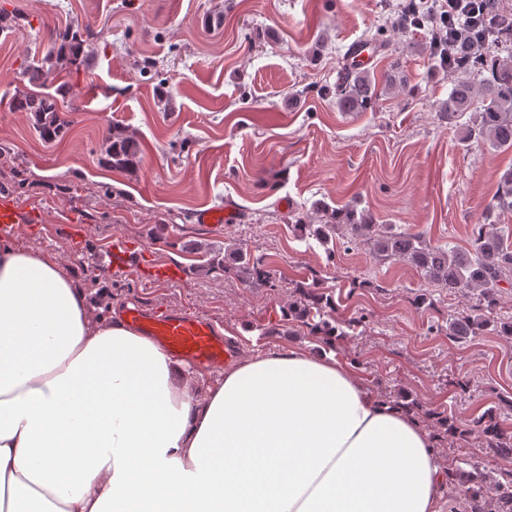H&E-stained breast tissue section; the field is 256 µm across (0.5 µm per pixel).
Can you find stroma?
<instances>
[{
  "label": "stroma",
  "instance_id": "35a3bbf8",
  "mask_svg": "<svg viewBox=\"0 0 512 512\" xmlns=\"http://www.w3.org/2000/svg\"><path fill=\"white\" fill-rule=\"evenodd\" d=\"M398 0H0L16 24L0 33V194L42 214L11 241L58 256L97 307L189 310L228 333L238 356L322 345L301 325L281 324L299 285L332 295L347 325L332 348L382 398L408 392L420 408L467 426L487 410L512 432V339L460 341L450 315L474 297L432 287L405 262L367 246L301 237L320 205L356 203L375 223L419 234L434 246L471 251L512 153L461 142L440 120L454 78L428 51L427 29L396 24ZM88 32L80 71L52 76L67 122L42 140L29 113L12 109L25 91L21 62L59 45L66 29ZM383 42L372 71L396 69L405 91L375 110L342 112L336 79L366 36ZM133 131L135 172L101 160L107 129ZM224 208L223 224L200 211ZM82 226L79 241L61 227ZM120 238L150 262L180 267L174 284L107 266ZM250 255L274 286L207 270L211 256ZM429 305L419 306L418 295Z\"/></svg>",
  "mask_w": 512,
  "mask_h": 512
}]
</instances>
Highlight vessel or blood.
<instances>
[{
  "mask_svg": "<svg viewBox=\"0 0 512 512\" xmlns=\"http://www.w3.org/2000/svg\"><path fill=\"white\" fill-rule=\"evenodd\" d=\"M36 213L23 212L16 200L0 195V232L8 234L17 224L32 223ZM143 265V257L124 241L115 240L109 255L114 270H130ZM127 323L150 336L169 353L204 367H219L230 353L212 321L188 311L153 313L139 307L126 309Z\"/></svg>",
  "mask_w": 512,
  "mask_h": 512,
  "instance_id": "1",
  "label": "vessel or blood"
}]
</instances>
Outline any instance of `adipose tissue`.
<instances>
[{
    "label": "adipose tissue",
    "instance_id": "obj_1",
    "mask_svg": "<svg viewBox=\"0 0 512 512\" xmlns=\"http://www.w3.org/2000/svg\"><path fill=\"white\" fill-rule=\"evenodd\" d=\"M447 480L412 412L334 355L203 373L0 243V512H443Z\"/></svg>",
    "mask_w": 512,
    "mask_h": 512
}]
</instances>
